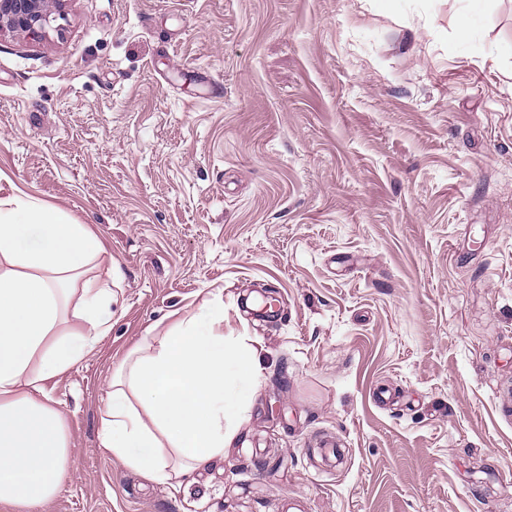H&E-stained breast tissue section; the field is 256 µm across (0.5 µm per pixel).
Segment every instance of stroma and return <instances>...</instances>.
I'll use <instances>...</instances> for the list:
<instances>
[{
  "mask_svg": "<svg viewBox=\"0 0 512 512\" xmlns=\"http://www.w3.org/2000/svg\"><path fill=\"white\" fill-rule=\"evenodd\" d=\"M467 5L70 0L0 33V196L87 225L112 290L37 512H512V0L464 39ZM207 303L262 377L173 496L101 410L147 329Z\"/></svg>",
  "mask_w": 512,
  "mask_h": 512,
  "instance_id": "stroma-1",
  "label": "stroma"
}]
</instances>
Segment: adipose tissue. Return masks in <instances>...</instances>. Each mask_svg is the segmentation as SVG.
Here are the masks:
<instances>
[{
    "label": "adipose tissue",
    "instance_id": "adipose-tissue-1",
    "mask_svg": "<svg viewBox=\"0 0 512 512\" xmlns=\"http://www.w3.org/2000/svg\"><path fill=\"white\" fill-rule=\"evenodd\" d=\"M104 251L85 225L22 191L0 198V504L34 512L59 493L71 433L52 391L112 328V291L74 279ZM202 306L111 374L102 444L179 494L223 457L260 376L256 349Z\"/></svg>",
    "mask_w": 512,
    "mask_h": 512
}]
</instances>
